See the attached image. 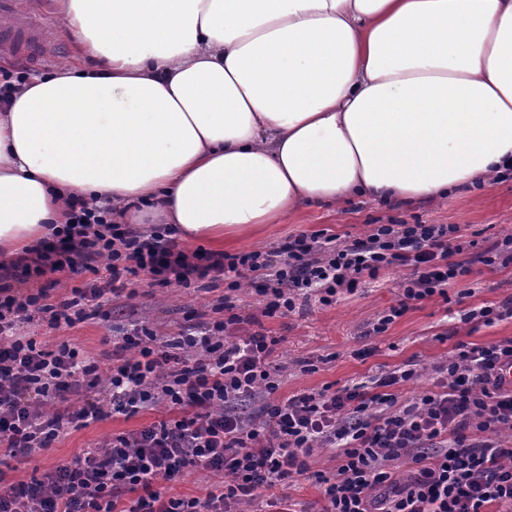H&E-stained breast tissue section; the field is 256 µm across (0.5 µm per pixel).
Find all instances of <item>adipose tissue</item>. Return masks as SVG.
Instances as JSON below:
<instances>
[{
  "mask_svg": "<svg viewBox=\"0 0 512 512\" xmlns=\"http://www.w3.org/2000/svg\"><path fill=\"white\" fill-rule=\"evenodd\" d=\"M91 70L0 109V257L68 223L220 248L308 204L411 203L512 166V0H54Z\"/></svg>",
  "mask_w": 512,
  "mask_h": 512,
  "instance_id": "adipose-tissue-1",
  "label": "adipose tissue"
}]
</instances>
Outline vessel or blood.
Here are the masks:
<instances>
[{
  "instance_id": "b4317fda",
  "label": "vessel or blood",
  "mask_w": 512,
  "mask_h": 512,
  "mask_svg": "<svg viewBox=\"0 0 512 512\" xmlns=\"http://www.w3.org/2000/svg\"><path fill=\"white\" fill-rule=\"evenodd\" d=\"M0 13L13 15L14 25L0 32V52L26 53L34 60L48 57L41 38L40 20L45 14L44 0H0Z\"/></svg>"
}]
</instances>
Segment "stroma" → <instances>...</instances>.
Instances as JSON below:
<instances>
[{
    "label": "stroma",
    "mask_w": 512,
    "mask_h": 512,
    "mask_svg": "<svg viewBox=\"0 0 512 512\" xmlns=\"http://www.w3.org/2000/svg\"><path fill=\"white\" fill-rule=\"evenodd\" d=\"M375 224H455L463 240L477 241V248L463 251L471 272L454 284L450 302L441 298L410 308L390 325L387 332L371 335L373 323L399 300L398 283L403 270H381L376 279H363L355 293L339 294L334 304L321 305L310 299L294 313L280 317L261 314L263 304L250 286L235 292L236 311L241 316L258 317L257 331L279 338L277 361L282 367L280 397L331 387L340 389L394 370L415 361L423 366L415 381L394 386L401 400H409L431 387L435 366L445 362L449 352L460 342L489 344L512 337V318L486 326L461 321L465 311L512 298V261L486 265L476 252L512 236V180L495 182L441 201H423L412 206H397L356 199L344 210L326 206H308L289 215L283 223L266 224L252 237L226 245L225 253L237 254L265 250L287 241L288 237L319 231L340 239L361 237ZM224 294L223 281L210 288L155 285L148 277L126 282L105 304L100 313L72 327L50 328L42 317H34L23 327L37 342L77 347L93 357L100 374L112 366L113 337L121 329L139 322L168 340L178 335L189 313H210ZM371 349V356L360 359L356 350ZM165 413L164 406L141 411L131 418L120 415L72 429L51 447L36 450L26 459H4L0 477L6 483L28 482L60 464H69L86 451L113 435L136 430ZM290 497L301 512H311L320 499L312 480L298 477L288 485L265 492L261 498L244 504V512H276L270 502L275 497Z\"/></svg>",
    "instance_id": "stroma-1"
}]
</instances>
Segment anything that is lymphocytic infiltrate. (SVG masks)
<instances>
[{
	"instance_id": "f902f5d3",
	"label": "lymphocytic infiltrate",
	"mask_w": 512,
	"mask_h": 512,
	"mask_svg": "<svg viewBox=\"0 0 512 512\" xmlns=\"http://www.w3.org/2000/svg\"><path fill=\"white\" fill-rule=\"evenodd\" d=\"M454 224H376L362 237L321 231L264 251L187 253L174 227L140 230L112 221L108 208L75 202L72 223L26 261L0 262V449L9 455L51 447L68 429L113 414L132 417L163 404L170 417L112 437L72 465L31 482H0V512H231L293 477L311 474L319 512H512V337L457 343L434 389L399 402L391 388L417 380L409 361L389 373L334 392L279 401L277 337L233 335L243 318L225 301V318L184 327L177 341L148 327L125 331L107 375L68 344L37 345L20 332L33 314L51 327L74 326L102 304L117 282L143 275L162 285L191 286L240 270L265 299L263 315L287 314L309 295L322 305L354 292L362 276L404 269L400 300L374 324L385 333L411 305L447 298L470 272L455 261L464 249ZM88 276L70 296L49 288L14 292L45 272ZM79 396L80 407L69 404ZM244 397L260 398V421L240 415ZM336 452L333 473L309 472L315 449ZM406 464L398 475L394 463ZM198 468L215 476L206 498L169 497L159 483ZM134 494L130 506L121 497Z\"/></svg>"
}]
</instances>
